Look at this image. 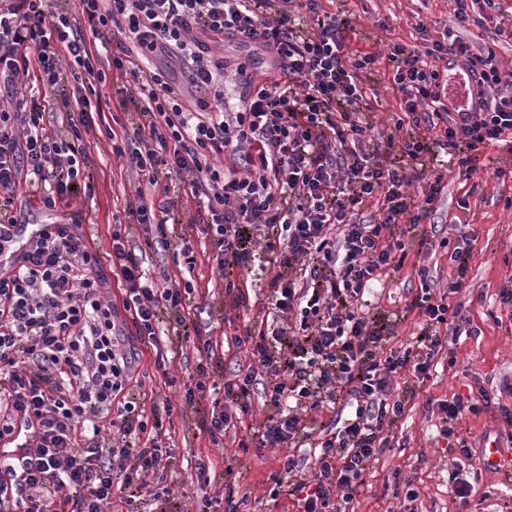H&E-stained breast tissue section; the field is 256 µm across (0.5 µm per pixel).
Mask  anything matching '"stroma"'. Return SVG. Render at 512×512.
Returning <instances> with one entry per match:
<instances>
[{
	"instance_id": "1",
	"label": "stroma",
	"mask_w": 512,
	"mask_h": 512,
	"mask_svg": "<svg viewBox=\"0 0 512 512\" xmlns=\"http://www.w3.org/2000/svg\"><path fill=\"white\" fill-rule=\"evenodd\" d=\"M452 0H336L332 7L337 15L347 17L352 25L348 31V50L379 53L377 72L368 86L376 112L375 120L384 124L400 111V94L392 82V66L387 54L392 45H414L420 40L418 23H450ZM101 112L96 126L84 134L88 162L83 179L88 191L74 198L67 207L49 211L42 208L30 187H23L11 207L20 224H79L94 247L108 251L113 229H120L129 246L146 250V265L152 274L173 269L171 255L148 248L153 237L150 225L138 223L125 205L134 194L138 174L123 170L113 160L109 146L99 128L112 122L127 124L128 115L119 106L124 96L120 81L109 79L97 85ZM512 167V145L500 143L484 150L478 170L465 176L457 164H449L444 174L445 189L434 215L440 233L450 239L467 235L472 244L464 286L451 294L448 301L457 307L460 316L469 319L475 332L469 336H449L437 359V365L422 385L406 383L402 391L406 412L392 430L389 448L379 453L364 476V487L357 497L355 512H512V469L486 468L481 448L497 445L512 448V422L503 410L512 411V323L506 322V311L500 304V289L512 278V180L501 181L495 172ZM174 226L189 227L197 252L211 249L207 234L208 216L192 195L183 196L171 216ZM187 280L195 287L190 304L195 308L191 336L222 341L242 327L239 315L221 319L218 309L227 297L224 275L206 260H198ZM420 283L410 269L389 274L372 283L363 300L369 313L391 324V347H398L420 331L416 316L405 315ZM131 347L139 355L136 378L143 389H156L157 404H171L172 412H159L158 420L167 430V444L172 458L168 482L172 494L142 505L141 512H193L197 501L208 499L210 512H224L218 493L220 485L234 483L237 474L233 456L237 452L233 433H226L222 447L211 444L204 425L211 420L212 400L204 398L194 408L182 409L179 384L185 374L196 372L201 357L188 351L178 360L171 374L173 385H165L154 366L151 347L136 340L135 327H128ZM480 397L489 394L490 402L480 414L467 415L457 425V439L472 448L471 458L459 450L448 449L442 438L437 415L426 407L427 399H448L453 394ZM283 452L266 450L265 462L255 463L246 485L253 497L250 512H285L284 501L269 497L270 475L279 467ZM208 458L214 464L208 477H200L197 460ZM459 474L472 489L468 507L453 500L449 477ZM412 477L419 492L417 501L405 500V477Z\"/></svg>"
}]
</instances>
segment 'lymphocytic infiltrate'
Listing matches in <instances>:
<instances>
[{
    "label": "lymphocytic infiltrate",
    "mask_w": 512,
    "mask_h": 512,
    "mask_svg": "<svg viewBox=\"0 0 512 512\" xmlns=\"http://www.w3.org/2000/svg\"><path fill=\"white\" fill-rule=\"evenodd\" d=\"M454 32L397 46L389 56L401 95L391 132L379 131L366 86L378 59L349 53L345 19L324 0H0V223L29 174L40 202L55 210L80 190L86 156L82 133L93 125L85 94L54 116L51 88L88 76L106 83L109 70L129 77L123 111L134 112L129 134L106 129L116 159L163 185L153 202L137 194L138 223L154 227L151 247L194 267V244L169 217L182 188L206 198L212 259L224 270L232 306L247 297L233 272L266 258L276 321L252 317L232 336L245 363L223 383L206 431L220 445L239 429L234 462L249 475L257 451L289 445L317 447L311 468L287 457L272 474L271 498L297 502L299 512H343L360 494L364 475L405 413L397 379L425 381L443 344V329L460 333L457 292L471 244L438 239L423 224L443 191L432 166L441 150L473 172L484 149L512 135V70L495 46L463 37L472 10L495 12L498 0H453ZM120 40H110L111 31ZM233 43L267 56L256 75L229 68L219 51ZM176 58L184 73L171 82L150 63ZM461 59L473 80V111L449 113L448 70ZM38 68L46 92L19 99L18 85ZM391 156H382V148ZM428 180L415 197L408 188ZM381 196L378 215L362 217L364 201ZM421 245L451 247L457 270L448 292L433 294L436 278L410 261L408 229ZM124 284L123 308L105 300L103 259ZM411 266L421 294L407 312L423 321L411 342L387 348L384 328L359 304L371 281ZM191 284L150 278L141 255L113 232L101 257L75 224H50L0 268V444L24 462L20 477H0V512H135L149 474L166 469L162 425H147L149 395L132 391L135 362L125 347L120 313H128L141 343L163 368L180 354L162 343L167 320L192 322L185 296ZM261 397L263 420H253ZM352 408L332 431L318 416ZM28 433L14 444L16 432ZM146 438L144 446L132 436Z\"/></svg>",
    "instance_id": "f902f5d3"
}]
</instances>
